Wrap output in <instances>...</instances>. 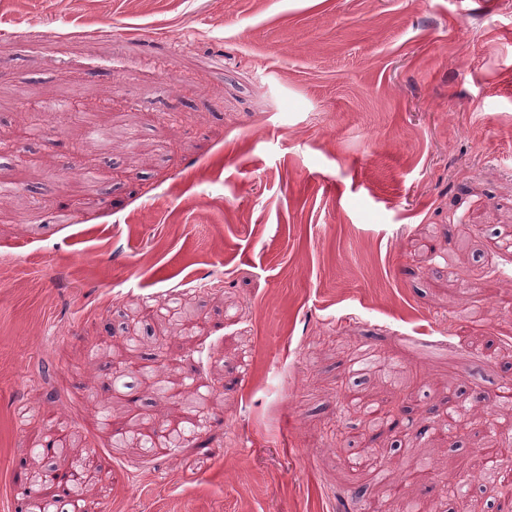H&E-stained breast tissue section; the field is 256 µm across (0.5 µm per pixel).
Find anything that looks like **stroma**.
I'll list each match as a JSON object with an SVG mask.
<instances>
[{"label":"stroma","mask_w":512,"mask_h":512,"mask_svg":"<svg viewBox=\"0 0 512 512\" xmlns=\"http://www.w3.org/2000/svg\"><path fill=\"white\" fill-rule=\"evenodd\" d=\"M61 92L109 153L69 112L25 137L18 102ZM0 142V512L53 437L97 467L83 512H342L359 485L379 510L350 461L387 446L357 408L386 399L444 457L410 494L462 512L444 480L490 432L442 427L512 364L483 314L512 294L487 233L512 229V0H0ZM119 302L166 339L133 367L218 393L181 447L95 423Z\"/></svg>","instance_id":"1"}]
</instances>
